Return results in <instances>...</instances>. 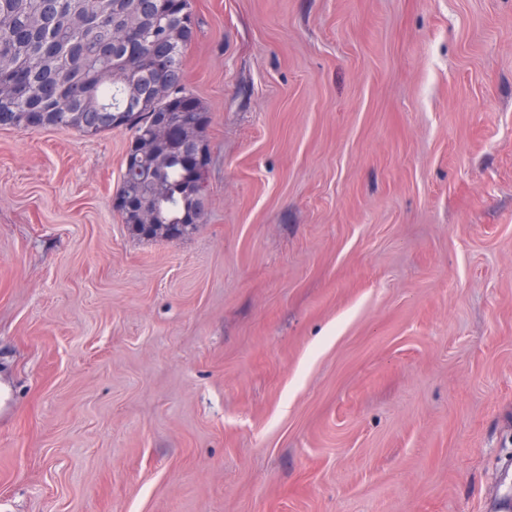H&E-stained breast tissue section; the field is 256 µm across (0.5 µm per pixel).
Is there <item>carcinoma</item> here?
<instances>
[{"label": "carcinoma", "mask_w": 512, "mask_h": 512, "mask_svg": "<svg viewBox=\"0 0 512 512\" xmlns=\"http://www.w3.org/2000/svg\"><path fill=\"white\" fill-rule=\"evenodd\" d=\"M194 35L193 0H0V129L130 131L139 160L123 172L117 212L132 235L167 240L205 207L186 151L207 143L210 123L185 84ZM159 79L170 95L155 96ZM164 112L159 139L151 118ZM143 207L154 213L148 232L135 223Z\"/></svg>", "instance_id": "carcinoma-1"}]
</instances>
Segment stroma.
I'll use <instances>...</instances> for the list:
<instances>
[{"label":"stroma","mask_w":512,"mask_h":512,"mask_svg":"<svg viewBox=\"0 0 512 512\" xmlns=\"http://www.w3.org/2000/svg\"><path fill=\"white\" fill-rule=\"evenodd\" d=\"M187 238L131 134L0 130V512H502L512 0H193Z\"/></svg>","instance_id":"35a3bbf8"}]
</instances>
